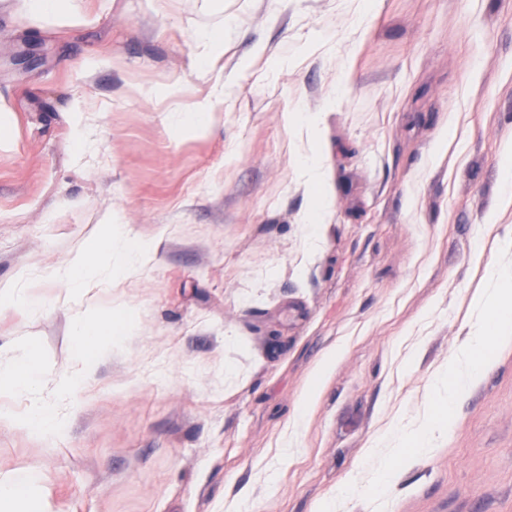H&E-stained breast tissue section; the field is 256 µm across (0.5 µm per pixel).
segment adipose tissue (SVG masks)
<instances>
[{"label": "adipose tissue", "instance_id": "ef3b65f1", "mask_svg": "<svg viewBox=\"0 0 512 512\" xmlns=\"http://www.w3.org/2000/svg\"><path fill=\"white\" fill-rule=\"evenodd\" d=\"M497 282V288L478 299L482 313L494 315L493 329L483 328L473 333L455 357L458 369L453 385L454 397H463L479 375L481 361L478 353L487 345L489 338H496L504 346L512 344V274H501Z\"/></svg>", "mask_w": 512, "mask_h": 512}]
</instances>
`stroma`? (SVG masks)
I'll return each mask as SVG.
<instances>
[{"instance_id":"stroma-1","label":"stroma","mask_w":512,"mask_h":512,"mask_svg":"<svg viewBox=\"0 0 512 512\" xmlns=\"http://www.w3.org/2000/svg\"><path fill=\"white\" fill-rule=\"evenodd\" d=\"M79 7L38 26L0 0V289L42 307L0 315V364L41 372L0 389V474L50 512H512V347L448 398L475 294L512 272V0ZM217 83L205 129L176 131ZM110 216L148 257L78 292L53 280ZM91 306L112 347L62 398ZM37 403L57 439L26 428ZM433 415L451 431L424 447ZM341 351L342 349L337 347L326 352L309 378L304 394L300 399V406L296 416V422L298 424L305 420L307 409L312 406L313 397L325 382ZM1 372L9 377L14 387L19 389H30L38 381V369L22 362L10 365L6 370L1 367Z\"/></svg>"}]
</instances>
